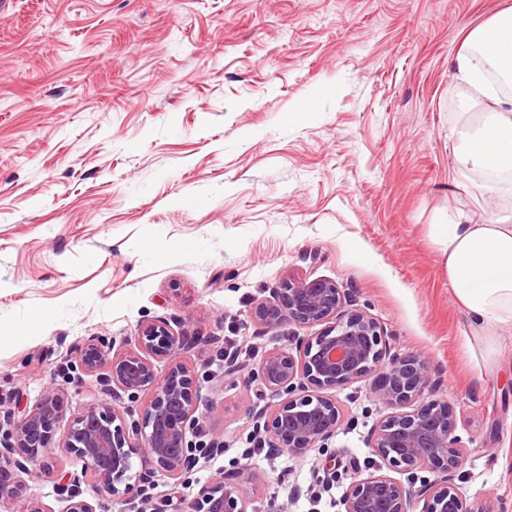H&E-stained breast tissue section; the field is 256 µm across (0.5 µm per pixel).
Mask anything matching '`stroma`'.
Instances as JSON below:
<instances>
[{
	"label": "stroma",
	"instance_id": "1",
	"mask_svg": "<svg viewBox=\"0 0 512 512\" xmlns=\"http://www.w3.org/2000/svg\"><path fill=\"white\" fill-rule=\"evenodd\" d=\"M512 0H0V406L47 392L64 417L112 403L140 418L151 396L113 400L75 367V345L115 347L143 322L184 323L202 341L197 374L206 434L174 500L241 473L249 512H340L374 454L389 409L357 382L333 391L343 422L325 450L257 452L279 396L252 381L267 351H295L313 327L256 323L290 277L347 289L393 352L422 355L432 395L456 410L466 448L458 485L512 512V328L483 361L429 226L455 206L512 208L457 174L450 100L469 89L454 61L469 33ZM321 86L315 112L300 109ZM241 368L224 372L225 340ZM81 461L35 468L0 512H63L55 485Z\"/></svg>",
	"mask_w": 512,
	"mask_h": 512
}]
</instances>
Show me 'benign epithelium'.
Returning a JSON list of instances; mask_svg holds the SVG:
<instances>
[{
	"mask_svg": "<svg viewBox=\"0 0 512 512\" xmlns=\"http://www.w3.org/2000/svg\"><path fill=\"white\" fill-rule=\"evenodd\" d=\"M253 317L268 328L320 327L317 335L300 340L298 354L272 349L254 372L264 387L285 396L264 424L261 447L296 455L324 449L342 422L336 402L325 392L352 383L368 382L372 397L391 409L371 434L377 460L369 464L370 472L350 482L342 512H413L414 503L421 505L420 512H497L491 498L469 507L454 481L466 451L453 408L429 396L432 380L424 357L391 352L389 336L373 318L350 308L345 289L328 279L291 277L255 308ZM196 340L186 329L159 319L141 324L129 345L118 350L98 336L76 347L79 368L107 370L103 381L113 394L134 399L150 392L145 412L128 425L116 406L91 408L73 417L57 440L54 395L32 409L0 410V485L16 498L23 496V476L59 450L79 457L84 473L97 477L100 492L111 498L128 494L136 458L143 465L154 463L173 484L182 483L205 451L224 448L219 436L200 440L203 415L193 394L195 370L174 360ZM164 360L172 364L160 375L155 363ZM424 465L435 478L418 476ZM391 471L419 487L408 492ZM79 483L76 474L60 476L57 492L66 502L64 512H96L80 497ZM192 512H248L242 475L227 474L201 487Z\"/></svg>",
	"mask_w": 512,
	"mask_h": 512,
	"instance_id": "obj_1",
	"label": "benign epithelium"
}]
</instances>
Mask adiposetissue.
I'll use <instances>...</instances> for the list:
<instances>
[{
    "label": "adipose tissue",
    "instance_id": "ef3b65f1",
    "mask_svg": "<svg viewBox=\"0 0 512 512\" xmlns=\"http://www.w3.org/2000/svg\"><path fill=\"white\" fill-rule=\"evenodd\" d=\"M491 66L512 81V9L473 29L456 57L457 78L477 93L480 108L455 115L457 169L465 178L481 175L475 188L489 200L501 190V175L512 173V96L488 83ZM430 236L470 329L494 359L497 330L512 328V210L483 218L458 208L431 225Z\"/></svg>",
    "mask_w": 512,
    "mask_h": 512
}]
</instances>
